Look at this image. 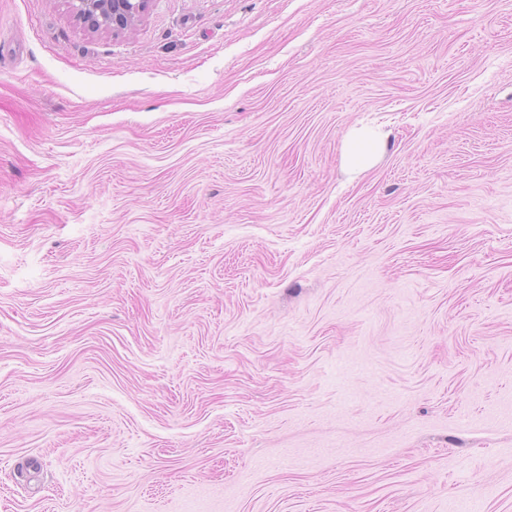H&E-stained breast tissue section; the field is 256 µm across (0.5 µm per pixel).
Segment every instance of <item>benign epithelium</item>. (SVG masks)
<instances>
[{
	"label": "benign epithelium",
	"instance_id": "obj_1",
	"mask_svg": "<svg viewBox=\"0 0 512 512\" xmlns=\"http://www.w3.org/2000/svg\"><path fill=\"white\" fill-rule=\"evenodd\" d=\"M74 17L89 31L128 33L145 16L151 0H66Z\"/></svg>",
	"mask_w": 512,
	"mask_h": 512
}]
</instances>
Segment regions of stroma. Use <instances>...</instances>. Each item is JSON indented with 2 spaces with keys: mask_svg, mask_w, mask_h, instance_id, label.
I'll return each instance as SVG.
<instances>
[{
  "mask_svg": "<svg viewBox=\"0 0 512 512\" xmlns=\"http://www.w3.org/2000/svg\"><path fill=\"white\" fill-rule=\"evenodd\" d=\"M467 501L512 512V0H0V512ZM74 17L89 31L128 33L145 16L151 0H66ZM386 135L369 125L353 126L346 137L342 161L351 175H359L370 169L386 149Z\"/></svg>",
  "mask_w": 512,
  "mask_h": 512,
  "instance_id": "1",
  "label": "stroma"
}]
</instances>
